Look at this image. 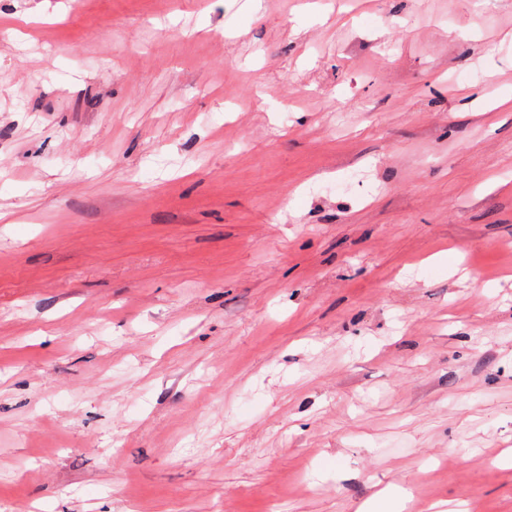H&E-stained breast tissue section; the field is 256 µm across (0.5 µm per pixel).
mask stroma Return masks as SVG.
Instances as JSON below:
<instances>
[{
    "label": "stroma",
    "mask_w": 512,
    "mask_h": 512,
    "mask_svg": "<svg viewBox=\"0 0 512 512\" xmlns=\"http://www.w3.org/2000/svg\"><path fill=\"white\" fill-rule=\"evenodd\" d=\"M363 2L0 0V512H512V0Z\"/></svg>",
    "instance_id": "1"
}]
</instances>
